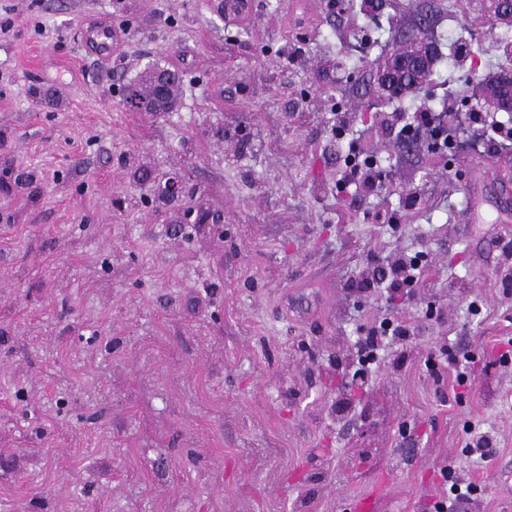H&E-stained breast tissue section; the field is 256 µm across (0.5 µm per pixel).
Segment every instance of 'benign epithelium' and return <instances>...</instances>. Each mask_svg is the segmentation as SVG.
<instances>
[{
  "label": "benign epithelium",
  "mask_w": 512,
  "mask_h": 512,
  "mask_svg": "<svg viewBox=\"0 0 512 512\" xmlns=\"http://www.w3.org/2000/svg\"><path fill=\"white\" fill-rule=\"evenodd\" d=\"M439 49L420 32L402 39L372 63V71L379 92L384 96L401 97L411 92L415 80L431 74L436 65ZM181 78L174 69H157L148 83L151 89L150 105L154 109L171 106L173 85ZM485 108L492 112L512 115V65L506 64L490 74L483 99Z\"/></svg>",
  "instance_id": "obj_1"
}]
</instances>
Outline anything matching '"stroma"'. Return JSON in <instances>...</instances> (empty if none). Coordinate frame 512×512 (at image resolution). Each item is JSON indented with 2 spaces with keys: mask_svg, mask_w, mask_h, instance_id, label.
<instances>
[{
  "mask_svg": "<svg viewBox=\"0 0 512 512\" xmlns=\"http://www.w3.org/2000/svg\"><path fill=\"white\" fill-rule=\"evenodd\" d=\"M480 7L386 0L399 28L437 15L441 50L389 101L351 0H0V512H434L451 462L462 512H512V145L469 120L512 128L469 87L512 34ZM154 68L181 73L175 109L130 111ZM419 106L452 113L453 155L388 124ZM354 149L375 193L342 185ZM404 252L412 300L352 289ZM389 317L413 335L351 383ZM447 345L472 360L458 394L429 361ZM115 40V32L107 27L92 28L85 32V42L88 44L96 55L107 60L111 54L112 41Z\"/></svg>",
  "mask_w": 512,
  "mask_h": 512,
  "instance_id": "35a3bbf8",
  "label": "stroma"
}]
</instances>
